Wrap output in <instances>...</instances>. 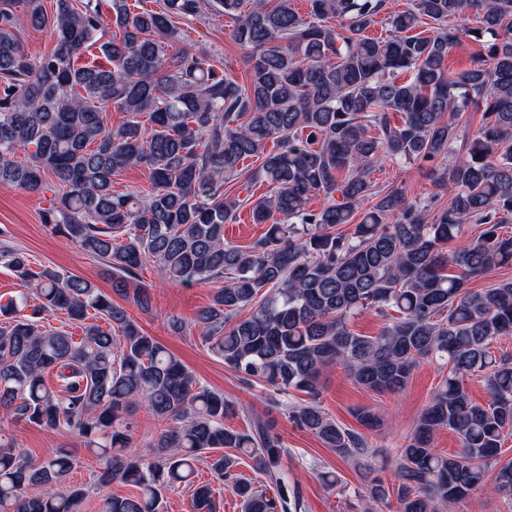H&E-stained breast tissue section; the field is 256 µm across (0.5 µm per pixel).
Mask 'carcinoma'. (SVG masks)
Instances as JSON below:
<instances>
[{"label": "carcinoma", "mask_w": 512, "mask_h": 512, "mask_svg": "<svg viewBox=\"0 0 512 512\" xmlns=\"http://www.w3.org/2000/svg\"><path fill=\"white\" fill-rule=\"evenodd\" d=\"M111 2L106 16L100 0H54L51 13L42 0H0V185L42 193L52 177L59 196L43 223L101 260L112 292L144 311L150 294L136 277L147 261L162 280L224 281L195 319L202 341L245 384L268 386L271 400L306 393L288 418L339 458L393 457V485L372 480L368 502L394 494L397 512H455L485 484L512 429V357L490 349L512 336V282L468 287L512 266V233L504 230L512 224V0H411L402 12L388 11L387 0H308L305 17L292 0H252L248 9L246 0H164L160 10L140 12L128 0ZM208 4L233 20L232 39L249 51L250 83L184 44L175 19L197 17ZM455 17L463 23L448 26ZM23 20L51 31L50 53L25 52ZM378 23L395 35L367 36ZM112 24L122 35L107 40ZM422 24L434 25L433 34L407 35ZM465 40L484 51L451 74L448 53ZM98 41L109 66L77 65ZM111 107L126 113L116 128L103 120ZM470 109L480 113L472 133L459 120ZM255 157L262 163L254 177L270 193L252 216L267 229L241 248L224 240L238 200L218 191ZM386 160L437 163L432 175L449 188L448 206L432 214L392 187L353 232H337ZM132 167L148 170L146 192L114 188L113 177ZM336 193L342 202L309 207L312 196ZM466 224L481 230L448 250ZM0 258L35 286L0 305V409L66 429L96 457L99 486L135 489L104 495L101 512H162V492L192 484L213 448L236 451L210 469L243 512H304L283 468L288 448L270 424L224 427L232 402L200 385L84 278L36 271L21 249ZM247 307L249 316L240 315ZM365 309L389 320L376 336L348 327ZM55 311L77 322L80 340L43 321ZM433 357L447 360L448 375L393 456L368 450L360 432L318 405L327 365L346 367L362 387L397 392ZM49 372L59 388L49 387ZM476 373L484 405L466 387ZM139 406L166 422L150 457L132 448L130 416ZM441 428L459 435L457 454L434 449ZM241 454L267 484L238 476ZM75 464L64 446L35 460L1 442L0 512H78L85 492L65 486ZM32 486L38 494H28ZM493 489L512 496V462L496 471ZM192 507L215 512L209 486L195 489Z\"/></svg>", "instance_id": "carcinoma-1"}]
</instances>
